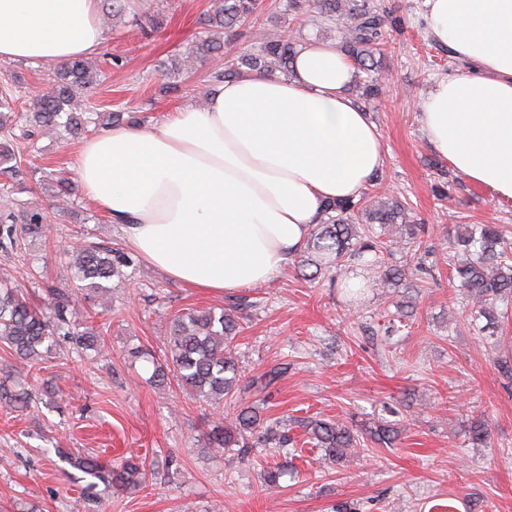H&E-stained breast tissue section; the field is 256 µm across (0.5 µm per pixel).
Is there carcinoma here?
Listing matches in <instances>:
<instances>
[{"mask_svg": "<svg viewBox=\"0 0 512 512\" xmlns=\"http://www.w3.org/2000/svg\"><path fill=\"white\" fill-rule=\"evenodd\" d=\"M288 10L297 16L316 18L334 24L339 48L353 62L357 73L365 74L356 83L358 98L369 101L380 93V81L374 75L375 54L386 45V15L370 0H287ZM258 17L256 0H214L208 23L212 28L232 29L246 20ZM299 41L290 35L274 34L265 38L242 62L267 72L287 74ZM218 50L216 43L202 40L180 59V68ZM101 82L100 70L86 59L60 64L54 72L51 91L35 97L31 106L21 111L9 93H0V168L16 175L18 161L16 139L34 134L54 133L58 138L78 137L90 126H98L99 113L77 112L70 107ZM21 134H16L15 130ZM53 197L69 200L78 196V185L65 172L50 177ZM404 215V205L395 198L361 193L356 201H329L324 205L321 223L316 225L314 250L320 260L314 262L315 272L304 275L315 280L352 261H369L380 265L392 253L397 242L387 243L375 234L371 224H396ZM46 215L38 209L20 208L0 221V247L16 249L30 235L46 236ZM461 250L468 258L452 263L448 277L451 287L460 288L474 301V310L489 321L495 320L496 303L512 297V241L497 224H470L448 241V251ZM69 264L75 270L69 288L49 287L48 303L39 306L28 301L7 281L0 283V343L10 349L15 359L34 366L52 357L65 343L78 358L90 359L105 353L107 343L101 325L95 323L96 313L80 319L69 312L71 296L79 293L89 301L109 292L107 282L124 275L133 265L132 256L121 247L101 242L81 243L68 251ZM243 326L231 309H188L177 312L171 320L170 356L159 361L152 354L137 350L135 359H144L153 366L149 382L161 388L174 373L186 391L214 406L234 404V417L229 423L219 419L206 434L210 448L253 447L250 440L278 449L288 456L289 439L277 430V423L266 421L261 405L266 399L243 404V395L255 390L263 393L285 373L287 367L271 368L262 376L241 383V367L235 355V340ZM30 394L24 388L10 391L0 387V404L15 411L28 406ZM310 442L322 453V459L337 463L350 448L361 444L357 430L332 419L309 417L301 420ZM369 438L391 445L398 436L396 427L385 422L368 431ZM59 459L82 473V495L95 501L112 490L124 491L145 486L148 470L145 463L130 458L114 467L93 452L73 453L56 449ZM288 475V461L276 462L262 470V480L276 487Z\"/></svg>", "mask_w": 512, "mask_h": 512, "instance_id": "carcinoma-1", "label": "carcinoma"}]
</instances>
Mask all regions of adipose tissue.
<instances>
[{
	"instance_id": "1",
	"label": "adipose tissue",
	"mask_w": 512,
	"mask_h": 512,
	"mask_svg": "<svg viewBox=\"0 0 512 512\" xmlns=\"http://www.w3.org/2000/svg\"><path fill=\"white\" fill-rule=\"evenodd\" d=\"M430 35L462 71L422 97L420 124L469 181L512 199V0H425ZM98 0H0V59L95 52ZM336 45L298 48L288 75L225 79L146 128L115 125L76 154L82 192L147 263L216 294L267 283L305 249L325 203L354 199L384 165Z\"/></svg>"
}]
</instances>
